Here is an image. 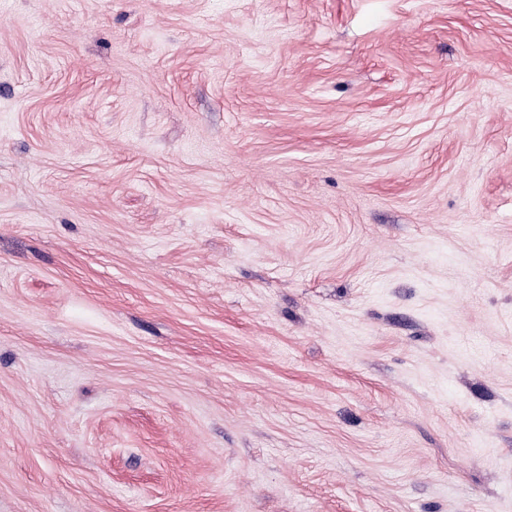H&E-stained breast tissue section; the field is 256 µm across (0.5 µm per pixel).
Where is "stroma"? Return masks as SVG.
I'll list each match as a JSON object with an SVG mask.
<instances>
[{
	"instance_id": "obj_1",
	"label": "stroma",
	"mask_w": 512,
	"mask_h": 512,
	"mask_svg": "<svg viewBox=\"0 0 512 512\" xmlns=\"http://www.w3.org/2000/svg\"><path fill=\"white\" fill-rule=\"evenodd\" d=\"M0 512H512V0H0Z\"/></svg>"
}]
</instances>
